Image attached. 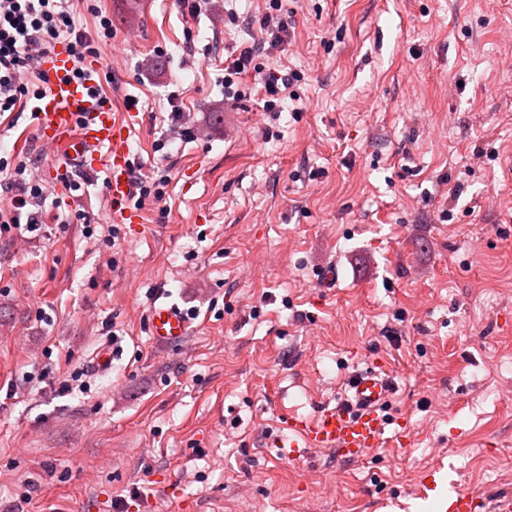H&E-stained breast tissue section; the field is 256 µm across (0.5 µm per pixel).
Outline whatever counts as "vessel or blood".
Instances as JSON below:
<instances>
[{
	"label": "vessel or blood",
	"instance_id": "b4317fda",
	"mask_svg": "<svg viewBox=\"0 0 512 512\" xmlns=\"http://www.w3.org/2000/svg\"><path fill=\"white\" fill-rule=\"evenodd\" d=\"M41 68L50 79V91L38 114L45 146L58 150L73 168L105 171L113 221L140 223V213L129 205L133 193L129 138L135 113L114 111L93 94L99 66L89 68L88 80L76 82L71 55L54 50L44 57ZM149 330L155 342L169 344L187 335L188 323L177 306L160 302L149 311ZM395 388L393 378L381 368L354 375L348 396L340 402L322 406L311 418H288L292 447L332 448L342 460L361 459L385 441L381 408Z\"/></svg>",
	"mask_w": 512,
	"mask_h": 512
}]
</instances>
